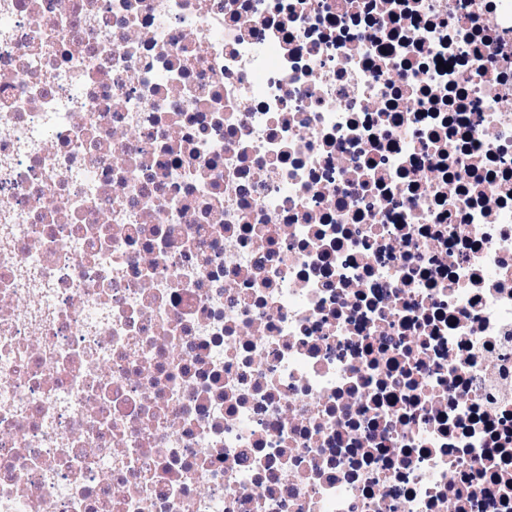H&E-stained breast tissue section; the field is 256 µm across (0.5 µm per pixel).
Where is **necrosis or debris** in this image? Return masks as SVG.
Instances as JSON below:
<instances>
[{"label": "necrosis or debris", "mask_w": 512, "mask_h": 512, "mask_svg": "<svg viewBox=\"0 0 512 512\" xmlns=\"http://www.w3.org/2000/svg\"><path fill=\"white\" fill-rule=\"evenodd\" d=\"M0 512H512V0H0Z\"/></svg>", "instance_id": "necrosis-or-debris-1"}]
</instances>
